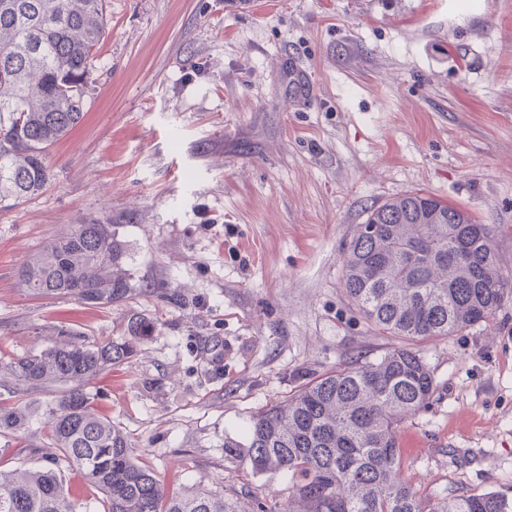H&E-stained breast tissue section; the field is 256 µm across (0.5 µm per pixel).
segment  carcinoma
<instances>
[{
    "instance_id": "1",
    "label": "carcinoma",
    "mask_w": 512,
    "mask_h": 512,
    "mask_svg": "<svg viewBox=\"0 0 512 512\" xmlns=\"http://www.w3.org/2000/svg\"><path fill=\"white\" fill-rule=\"evenodd\" d=\"M106 2L0 0V211L43 189L50 149L83 121L90 69L107 36ZM124 258L115 225L77 224L23 266L20 279L34 294L110 306L129 291ZM342 266L345 294L364 318L406 341L488 323L512 301L493 226L420 192L369 211ZM153 329L133 317L130 340L114 344L61 328L65 342L0 366L17 390L57 387L42 412L56 449L52 466L0 470V512H82L64 469L99 490L96 512H247L207 489L169 493L122 428L98 411L94 380L133 357ZM434 383L424 357L400 345L376 361L332 369L259 410L246 432L249 464L293 479L288 506L276 512H512V498L496 492L452 489L423 500L402 477L398 428L426 407ZM29 421L26 407H1L0 437Z\"/></svg>"
}]
</instances>
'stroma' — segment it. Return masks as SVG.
Masks as SVG:
<instances>
[{
	"label": "stroma",
	"instance_id": "obj_1",
	"mask_svg": "<svg viewBox=\"0 0 512 512\" xmlns=\"http://www.w3.org/2000/svg\"><path fill=\"white\" fill-rule=\"evenodd\" d=\"M469 2L108 0L83 122L41 193L0 211V360L63 325L121 343L150 319L94 381L98 409L172 490L286 503L288 474L253 472L240 447L251 415L400 343L343 289L368 212L410 191L465 208L512 273V0ZM94 220L118 226L127 297L30 294L23 265ZM416 348L436 389L399 430L404 479L431 499L512 497V302ZM52 397L0 380L1 407L35 409L0 437V468L46 465Z\"/></svg>",
	"mask_w": 512,
	"mask_h": 512
}]
</instances>
